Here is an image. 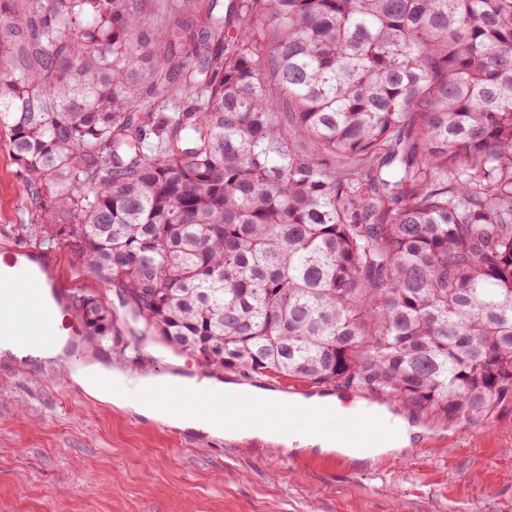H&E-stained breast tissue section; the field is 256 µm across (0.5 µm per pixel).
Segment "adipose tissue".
Masks as SVG:
<instances>
[{
    "instance_id": "1",
    "label": "adipose tissue",
    "mask_w": 512,
    "mask_h": 512,
    "mask_svg": "<svg viewBox=\"0 0 512 512\" xmlns=\"http://www.w3.org/2000/svg\"><path fill=\"white\" fill-rule=\"evenodd\" d=\"M16 302L25 309L28 322L17 335L0 337V357L23 365H33L57 357L62 350L56 332L44 331L32 336L27 325L39 321L52 304L43 284L21 281ZM74 383L95 399L130 410L144 419L175 426L212 438L260 440L282 445L284 450L317 453L336 452L358 462H366L387 453L409 448L413 430L406 419L383 422L379 442L369 449L353 448L338 440L332 427L353 416L352 408L343 406L334 396L284 398L271 390H254L258 405L246 417L214 412L207 402L214 396L232 400L242 393V385L224 381L160 375L148 370L129 373L108 369L101 364H75L69 368ZM178 385L182 397L167 395L171 385Z\"/></svg>"
}]
</instances>
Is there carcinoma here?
<instances>
[{
    "instance_id": "cac0c4a2",
    "label": "carcinoma",
    "mask_w": 512,
    "mask_h": 512,
    "mask_svg": "<svg viewBox=\"0 0 512 512\" xmlns=\"http://www.w3.org/2000/svg\"><path fill=\"white\" fill-rule=\"evenodd\" d=\"M151 26L140 0L0 17L39 247L71 242L214 371L491 422L512 402V0H229L205 53L183 12ZM67 307L111 333L94 297Z\"/></svg>"
}]
</instances>
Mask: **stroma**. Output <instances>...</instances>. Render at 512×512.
Here are the masks:
<instances>
[{
    "mask_svg": "<svg viewBox=\"0 0 512 512\" xmlns=\"http://www.w3.org/2000/svg\"><path fill=\"white\" fill-rule=\"evenodd\" d=\"M36 215L0 133V247L34 245ZM56 274L112 311L92 343L66 312L75 345L29 369L0 358V512H512V409L448 429L421 419L408 451L359 465L338 454L214 439L88 396L62 367L96 360L124 370L211 378L194 356L143 335L112 288L68 242Z\"/></svg>",
    "mask_w": 512,
    "mask_h": 512,
    "instance_id": "stroma-1",
    "label": "stroma"
}]
</instances>
